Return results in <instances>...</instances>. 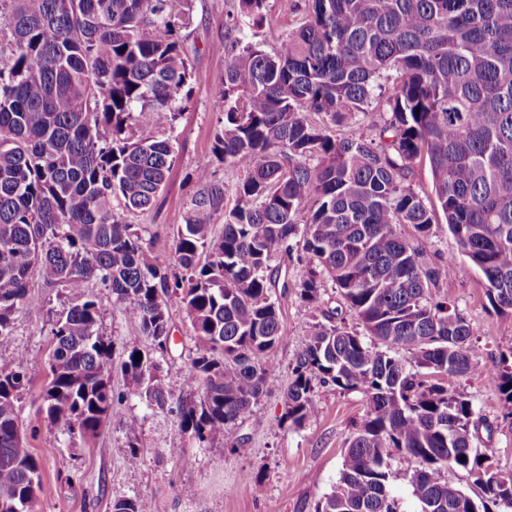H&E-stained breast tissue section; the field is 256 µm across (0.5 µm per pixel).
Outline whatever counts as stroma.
Returning <instances> with one entry per match:
<instances>
[{"mask_svg":"<svg viewBox=\"0 0 512 512\" xmlns=\"http://www.w3.org/2000/svg\"><path fill=\"white\" fill-rule=\"evenodd\" d=\"M298 0H270L263 23L234 15L233 0H189L190 23L184 47L191 64V99L175 123V162L155 206L129 215L150 250L154 263L170 264L174 233L183 224L195 192L192 173L210 156L221 128L224 101V56L232 37L279 46L286 25L296 19ZM476 268L466 275L440 281L434 295L448 299L466 317L472 330L470 358L477 367L471 378L452 377L449 388L467 395L486 427L480 446L503 474H512V413L504 407L495 382L496 373L512 363V314L496 312ZM87 292L104 312L102 331L121 355L122 343L137 325L113 302L112 292L91 281ZM77 296L60 288L45 287L32 274L26 305L14 316V344L26 349L33 383L21 399V414L32 420L45 380V365L52 348L48 312L79 304ZM284 340L273 349L271 388L238 422L232 439L200 445L184 435L176 414L146 405L133 393L121 371L112 374V390L120 396L121 419L112 420L98 436L80 449H72L61 434L40 432L26 440L43 463L36 512H112L121 498L143 497L152 512H313L316 500L337 481L347 441L366 408L356 391L332 385L315 387L316 400L304 425L280 424L285 405L283 390L291 368L304 349L312 311L296 294L281 299ZM171 352L161 368L174 395L196 391L188 375L196 346L193 330L179 309H172ZM135 420L127 430L125 420ZM135 434L142 451L139 466L127 462V436ZM262 481L263 493L254 490ZM191 495H183V488Z\"/></svg>","mask_w":512,"mask_h":512,"instance_id":"stroma-1","label":"stroma"}]
</instances>
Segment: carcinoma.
<instances>
[{
	"instance_id": "cac0c4a2",
	"label": "carcinoma",
	"mask_w": 512,
	"mask_h": 512,
	"mask_svg": "<svg viewBox=\"0 0 512 512\" xmlns=\"http://www.w3.org/2000/svg\"><path fill=\"white\" fill-rule=\"evenodd\" d=\"M236 2L255 20L269 6ZM187 24L175 0H0V348L13 343L33 271L48 288L84 296L52 320L37 426L87 440L118 415L112 342L101 305L84 295L98 280L137 323L121 361L134 394L177 408L180 431L200 443L231 436L275 369L269 353L285 332L272 263L300 235L297 298L316 308L332 282L383 345L333 311L310 323L280 423L302 427L316 380L367 400L314 512H398L394 452L413 463L419 512H490V503L512 512V475L479 448L470 399L443 381L476 373L470 324L432 296L463 267L430 262L400 229L424 234L436 223L407 184L426 159L449 232L482 272L492 307L512 312V0H304L278 50L233 40L212 154L243 178L229 209L212 160L196 166L173 259L161 267L126 215L155 205L174 161L172 133L191 93ZM374 106L392 119L370 140L332 136L306 117L353 127ZM174 303L194 333L189 377L199 386L176 399L157 361L169 351ZM26 361L19 348L0 359V512H34L41 487L43 462L23 437ZM497 380L512 408V366ZM448 471L475 477L485 499L451 486ZM150 509L139 497L112 506Z\"/></svg>"
}]
</instances>
